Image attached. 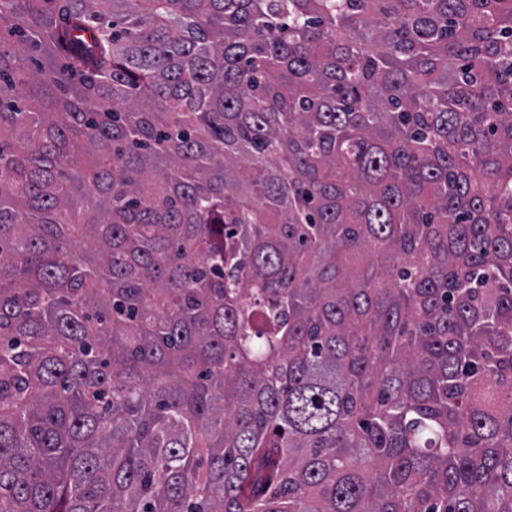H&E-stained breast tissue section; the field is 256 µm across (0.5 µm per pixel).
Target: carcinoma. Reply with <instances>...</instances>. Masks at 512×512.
<instances>
[{"label":"carcinoma","instance_id":"1","mask_svg":"<svg viewBox=\"0 0 512 512\" xmlns=\"http://www.w3.org/2000/svg\"><path fill=\"white\" fill-rule=\"evenodd\" d=\"M0 512H512V0H0Z\"/></svg>","mask_w":512,"mask_h":512}]
</instances>
